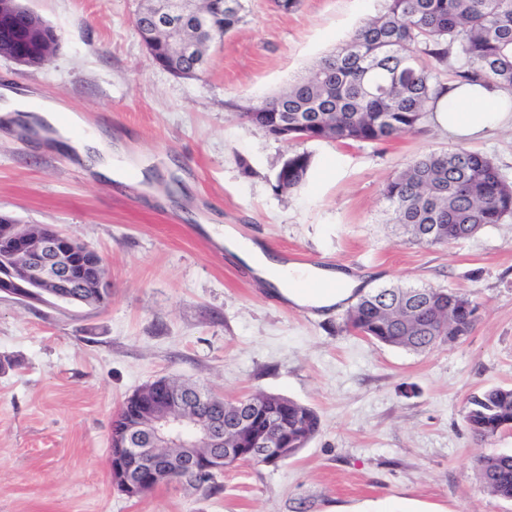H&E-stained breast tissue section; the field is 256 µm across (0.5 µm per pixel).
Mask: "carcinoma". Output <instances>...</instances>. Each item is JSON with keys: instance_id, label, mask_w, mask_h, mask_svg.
<instances>
[{"instance_id": "obj_1", "label": "carcinoma", "mask_w": 512, "mask_h": 512, "mask_svg": "<svg viewBox=\"0 0 512 512\" xmlns=\"http://www.w3.org/2000/svg\"><path fill=\"white\" fill-rule=\"evenodd\" d=\"M218 21L228 34L243 20L242 0ZM462 62L460 82L512 92V0H386L337 51L278 94L245 107L241 120L286 142L385 143L415 131L434 110L441 82L430 62ZM202 55L166 58L164 70L188 77L204 72ZM310 155L295 152L275 174L277 192L305 183ZM390 221L418 243L441 247L485 227L512 220V182L487 155L459 147L428 152L405 163L382 191ZM478 304L453 288L394 285L359 296L344 326L377 343L415 353L449 346L468 336ZM254 431L279 419L295 455L319 430L310 407L282 395L261 394ZM140 406L123 402L111 441ZM464 420L489 442L512 429V387H493L466 401ZM475 476L489 494L512 500V455H483Z\"/></svg>"}]
</instances>
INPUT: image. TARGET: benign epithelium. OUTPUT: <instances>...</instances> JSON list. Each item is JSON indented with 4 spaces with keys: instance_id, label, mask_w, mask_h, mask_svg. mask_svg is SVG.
<instances>
[{
    "instance_id": "7a95c632",
    "label": "benign epithelium",
    "mask_w": 512,
    "mask_h": 512,
    "mask_svg": "<svg viewBox=\"0 0 512 512\" xmlns=\"http://www.w3.org/2000/svg\"><path fill=\"white\" fill-rule=\"evenodd\" d=\"M199 0H150V8H141L140 19L151 14L161 19L152 26L153 39L149 56L158 53L185 55L198 49L194 40L181 37L180 17L187 15ZM207 8L195 14L200 30L213 31V22L232 7L229 0H204ZM27 28L17 34L45 53L56 47L55 32L28 13ZM88 246L62 234L50 226L41 227L39 235H28L20 224H0V293L27 302H88L86 290L92 289L101 303L111 298L107 276L101 274L86 283L74 274L76 260L85 255ZM144 418L133 419L124 431L120 447L111 451L109 467L114 483L131 495L142 492L161 475L172 473L185 481L191 476L224 471V462L233 457L228 440L249 428L248 413L240 414L231 426L224 425L219 415L224 399L196 386L187 391L160 394L150 401H138ZM288 459V438L260 436L251 440L248 462L278 463Z\"/></svg>"
}]
</instances>
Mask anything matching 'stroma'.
Returning <instances> with one entry per match:
<instances>
[{
	"label": "stroma",
	"instance_id": "35a3bbf8",
	"mask_svg": "<svg viewBox=\"0 0 512 512\" xmlns=\"http://www.w3.org/2000/svg\"><path fill=\"white\" fill-rule=\"evenodd\" d=\"M60 37L39 66L0 58V86L61 100L106 130L122 161L154 176L101 180L80 156L0 125V214L58 227L104 259L107 306L0 296V512H512L473 463L512 454V430L477 441L467 399L512 387V223L446 247L387 221L382 189L408 159L457 142L423 123L379 144L284 143L241 121L348 40L384 0H244L243 22L195 78L155 66L133 19L139 0H21ZM512 181V128L469 140ZM308 152L304 185L272 189ZM212 224L283 257L340 268L367 289L403 283L473 293L476 326L426 354L348 332L344 312L269 299ZM160 377L223 396L261 391L313 408L318 433L275 466L242 464L197 486L120 492L112 419Z\"/></svg>",
	"mask_w": 512,
	"mask_h": 512
}]
</instances>
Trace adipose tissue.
Here are the masks:
<instances>
[{"instance_id":"1","label":"adipose tissue","mask_w":512,"mask_h":512,"mask_svg":"<svg viewBox=\"0 0 512 512\" xmlns=\"http://www.w3.org/2000/svg\"><path fill=\"white\" fill-rule=\"evenodd\" d=\"M510 99L512 93L496 87L452 83L439 98L432 121L444 134L455 140L479 138L504 124H512V113L504 108L505 102ZM30 111L53 127L65 146L80 155H92L91 167L94 171L110 180L125 178L127 166L114 157L110 138L102 134L74 137V129L82 124L77 113H62L59 106L47 102L37 108L29 96L8 87L0 89L1 117L8 120L15 113ZM209 231L257 277L272 283L281 300L295 307L327 310L347 301L357 287L356 281L345 272L280 260L253 241L242 238L230 225H213ZM307 280L319 281V288H304L303 283Z\"/></svg>"}]
</instances>
